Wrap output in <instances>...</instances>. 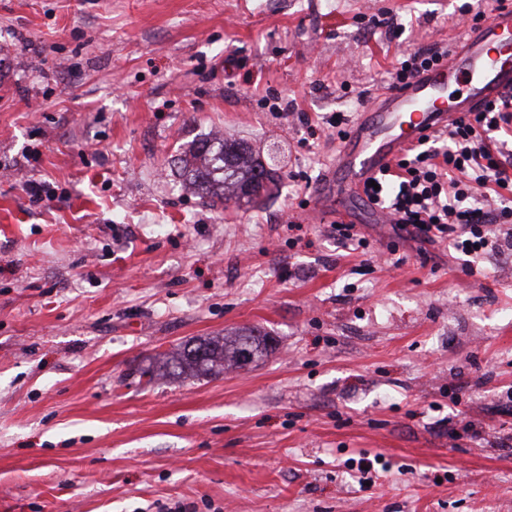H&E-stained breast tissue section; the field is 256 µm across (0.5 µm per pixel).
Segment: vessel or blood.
<instances>
[{
	"label": "vessel or blood",
	"mask_w": 512,
	"mask_h": 512,
	"mask_svg": "<svg viewBox=\"0 0 512 512\" xmlns=\"http://www.w3.org/2000/svg\"><path fill=\"white\" fill-rule=\"evenodd\" d=\"M511 41L512 8L495 10L470 26L438 65L362 110L315 190L321 205L349 209L366 181L403 148L511 91Z\"/></svg>",
	"instance_id": "obj_1"
}]
</instances>
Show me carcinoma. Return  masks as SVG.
<instances>
[{
    "mask_svg": "<svg viewBox=\"0 0 512 512\" xmlns=\"http://www.w3.org/2000/svg\"><path fill=\"white\" fill-rule=\"evenodd\" d=\"M181 169L190 188L222 202L244 199L251 204L278 181L269 157L233 137L198 142L181 158ZM261 344L251 332L234 340L213 336L195 345L199 353L182 348L162 364L143 369L142 375L150 381L168 372L212 376L251 363L255 352L262 351Z\"/></svg>",
    "mask_w": 512,
    "mask_h": 512,
    "instance_id": "cac0c4a2",
    "label": "carcinoma"
}]
</instances>
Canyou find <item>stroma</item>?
<instances>
[{
	"mask_svg": "<svg viewBox=\"0 0 512 512\" xmlns=\"http://www.w3.org/2000/svg\"><path fill=\"white\" fill-rule=\"evenodd\" d=\"M464 2L0 0V512H512V250L470 277L359 201L368 260L313 196L325 117ZM212 134L276 150L271 199L185 187ZM245 327L247 369L140 376Z\"/></svg>",
	"mask_w": 512,
	"mask_h": 512,
	"instance_id": "35a3bbf8",
	"label": "stroma"
}]
</instances>
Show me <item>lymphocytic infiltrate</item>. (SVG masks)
<instances>
[{"label":"lymphocytic infiltrate","mask_w":512,"mask_h":512,"mask_svg":"<svg viewBox=\"0 0 512 512\" xmlns=\"http://www.w3.org/2000/svg\"><path fill=\"white\" fill-rule=\"evenodd\" d=\"M512 126V92L424 137L365 186L363 200L388 211L395 230L449 241L469 275L512 238V153L499 139Z\"/></svg>","instance_id":"1"}]
</instances>
